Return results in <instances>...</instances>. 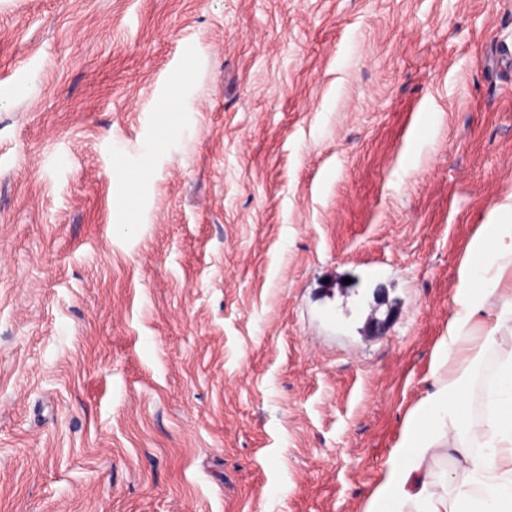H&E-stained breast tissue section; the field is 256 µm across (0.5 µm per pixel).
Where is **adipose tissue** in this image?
<instances>
[{"instance_id": "adipose-tissue-1", "label": "adipose tissue", "mask_w": 512, "mask_h": 512, "mask_svg": "<svg viewBox=\"0 0 512 512\" xmlns=\"http://www.w3.org/2000/svg\"><path fill=\"white\" fill-rule=\"evenodd\" d=\"M509 279L511 204L500 208L495 222L482 225L461 265L457 310L435 355L437 370L448 378L422 399L406 425L366 512H512V349L485 387L483 420L465 421L469 392L457 377L462 363L512 342ZM493 295L498 310L489 316L485 308ZM444 457L461 470L451 494L432 472Z\"/></svg>"}]
</instances>
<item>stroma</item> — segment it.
Listing matches in <instances>:
<instances>
[{"label": "stroma", "instance_id": "35a3bbf8", "mask_svg": "<svg viewBox=\"0 0 512 512\" xmlns=\"http://www.w3.org/2000/svg\"><path fill=\"white\" fill-rule=\"evenodd\" d=\"M510 203L512 0H0V512H364Z\"/></svg>", "mask_w": 512, "mask_h": 512}]
</instances>
